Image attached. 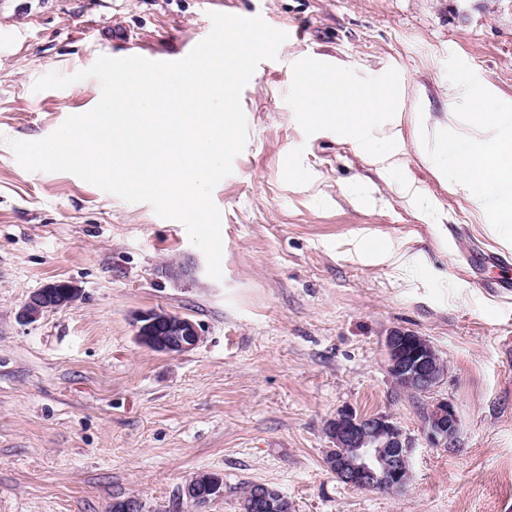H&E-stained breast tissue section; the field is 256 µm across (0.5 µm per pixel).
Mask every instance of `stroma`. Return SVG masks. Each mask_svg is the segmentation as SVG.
<instances>
[{
  "label": "stroma",
  "instance_id": "1",
  "mask_svg": "<svg viewBox=\"0 0 512 512\" xmlns=\"http://www.w3.org/2000/svg\"><path fill=\"white\" fill-rule=\"evenodd\" d=\"M254 15L295 38L241 94L247 143L213 190L222 277L178 221L67 172H30L10 141H37L101 97L96 79L34 91L98 57L182 56L210 12ZM340 70L305 100L296 68ZM392 88L405 164L374 165L317 112ZM512 113V0H0V512H243L254 483L291 512H512V276L488 215L437 176L448 134L474 100ZM408 262H382L380 237ZM191 266L165 276L169 263ZM75 305L25 323L54 280ZM148 310L187 317L202 340L173 356L135 339ZM424 337L443 372L421 395L387 371L394 329ZM445 401L458 429L429 443L424 413ZM352 408L387 415L410 444L397 493L343 483L327 424ZM202 472L224 480L188 501ZM81 292V288L71 281L48 282L29 295L18 315L24 322H35L47 312L73 306Z\"/></svg>",
  "mask_w": 512,
  "mask_h": 512
}]
</instances>
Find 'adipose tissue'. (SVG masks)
<instances>
[{
    "instance_id": "adipose-tissue-1",
    "label": "adipose tissue",
    "mask_w": 512,
    "mask_h": 512,
    "mask_svg": "<svg viewBox=\"0 0 512 512\" xmlns=\"http://www.w3.org/2000/svg\"><path fill=\"white\" fill-rule=\"evenodd\" d=\"M388 108V97L374 94L359 99L353 111L336 114L335 121L360 150L395 168L400 164V115H393L390 128L383 132L368 120L369 115ZM472 119V134L463 140L449 139L442 152L453 168L454 187L472 206L492 217L501 244L512 248V113L496 112L477 102ZM381 140L388 148L380 154L376 145Z\"/></svg>"
}]
</instances>
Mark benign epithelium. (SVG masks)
Wrapping results in <instances>:
<instances>
[{
	"label": "benign epithelium",
	"mask_w": 512,
	"mask_h": 512,
	"mask_svg": "<svg viewBox=\"0 0 512 512\" xmlns=\"http://www.w3.org/2000/svg\"><path fill=\"white\" fill-rule=\"evenodd\" d=\"M81 297V288L71 281H53L32 292L19 310L25 322H34L47 312L73 306ZM135 337L139 344L157 352L179 355L196 348L201 341L199 325L189 318L150 310L135 318ZM387 368L391 376L418 394L429 393L439 382L437 354L423 337L396 329L385 338ZM429 439L448 446L457 429L453 407L440 401L426 412ZM328 434L336 447L348 449L327 463L328 468L347 485L372 491L401 489L409 477V443L389 418L365 415L354 409L337 413L328 425ZM274 491L263 487L254 492L248 508L261 512L274 507Z\"/></svg>",
	"instance_id": "1"
}]
</instances>
